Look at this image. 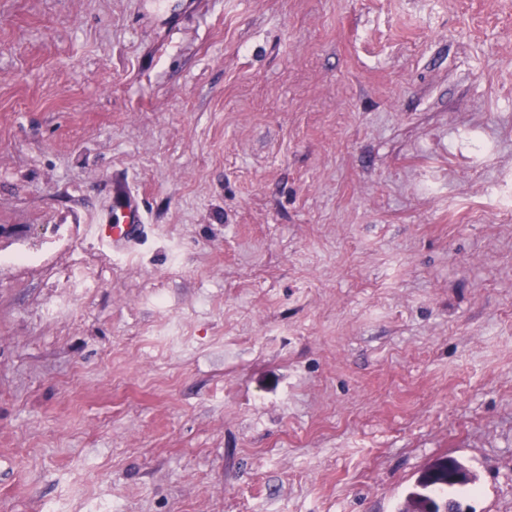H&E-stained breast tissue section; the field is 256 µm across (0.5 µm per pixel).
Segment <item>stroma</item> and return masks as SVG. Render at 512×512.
I'll return each mask as SVG.
<instances>
[{
	"mask_svg": "<svg viewBox=\"0 0 512 512\" xmlns=\"http://www.w3.org/2000/svg\"><path fill=\"white\" fill-rule=\"evenodd\" d=\"M442 456L512 512V0H0V512H397ZM122 220L117 217L112 224H99V238L108 242L116 252H124L129 244L138 240L144 231L142 209L138 198L127 193L123 199Z\"/></svg>",
	"mask_w": 512,
	"mask_h": 512,
	"instance_id": "obj_1",
	"label": "stroma"
}]
</instances>
